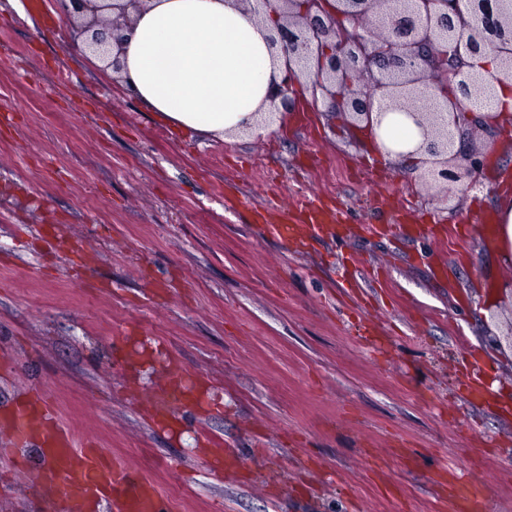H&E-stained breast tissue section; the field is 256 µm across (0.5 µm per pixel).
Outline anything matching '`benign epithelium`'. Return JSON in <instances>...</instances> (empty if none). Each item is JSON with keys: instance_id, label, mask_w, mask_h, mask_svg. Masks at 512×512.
Instances as JSON below:
<instances>
[{"instance_id": "obj_1", "label": "benign epithelium", "mask_w": 512, "mask_h": 512, "mask_svg": "<svg viewBox=\"0 0 512 512\" xmlns=\"http://www.w3.org/2000/svg\"><path fill=\"white\" fill-rule=\"evenodd\" d=\"M75 18L84 49L121 72L126 37L147 0H58ZM277 4L282 22L271 37L286 58L283 80L269 99L282 112H298L311 96L355 127L374 129L375 104L411 117L428 158L422 182L446 197L480 185L486 154L454 148L455 130L484 129L472 95L512 74V0H262ZM493 53L498 70L466 81L457 75L468 59ZM457 83L448 104L432 111L424 96Z\"/></svg>"}]
</instances>
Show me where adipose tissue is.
<instances>
[{"mask_svg": "<svg viewBox=\"0 0 512 512\" xmlns=\"http://www.w3.org/2000/svg\"><path fill=\"white\" fill-rule=\"evenodd\" d=\"M275 19L240 0H149L128 33L121 82L177 133L222 138L279 128L269 116L271 83L283 76L272 45ZM423 137L405 114L387 112L372 149L423 166ZM489 233L500 266L512 265V194L500 195Z\"/></svg>", "mask_w": 512, "mask_h": 512, "instance_id": "1", "label": "adipose tissue"}]
</instances>
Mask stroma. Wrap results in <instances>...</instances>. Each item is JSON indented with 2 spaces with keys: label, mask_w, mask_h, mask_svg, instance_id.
I'll return each mask as SVG.
<instances>
[{
  "label": "stroma",
  "mask_w": 512,
  "mask_h": 512,
  "mask_svg": "<svg viewBox=\"0 0 512 512\" xmlns=\"http://www.w3.org/2000/svg\"><path fill=\"white\" fill-rule=\"evenodd\" d=\"M71 27L55 0H0V407L48 392L163 512H512V311L473 312L488 272L512 282L482 232L512 120L468 136L485 177L448 199L320 107L278 135L177 137ZM311 195L338 233L250 219ZM209 435L235 478L207 475ZM35 456L0 473V512H56Z\"/></svg>",
  "instance_id": "stroma-1"
}]
</instances>
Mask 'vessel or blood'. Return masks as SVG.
Listing matches in <instances>:
<instances>
[{"instance_id": "b4317fda", "label": "vessel or blood", "mask_w": 512, "mask_h": 512, "mask_svg": "<svg viewBox=\"0 0 512 512\" xmlns=\"http://www.w3.org/2000/svg\"><path fill=\"white\" fill-rule=\"evenodd\" d=\"M11 426L12 446L39 449L45 464L44 478L66 506V512H161L156 486L130 476L118 459L97 444L78 440L50 408V398L36 390L32 399L0 418ZM207 468L228 474L238 467L226 455L220 440L212 442Z\"/></svg>"}]
</instances>
